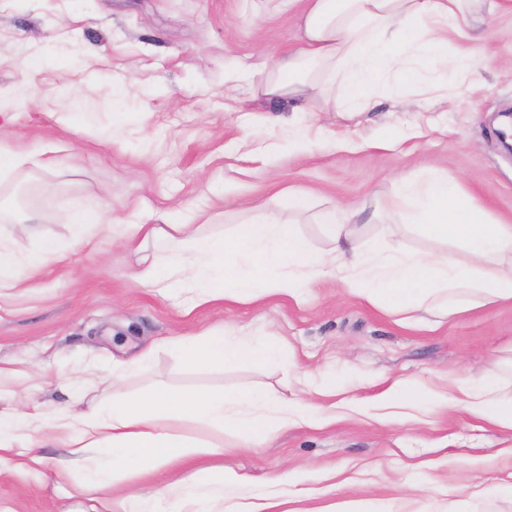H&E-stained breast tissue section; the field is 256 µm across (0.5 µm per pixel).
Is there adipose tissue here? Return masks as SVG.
Here are the masks:
<instances>
[{
  "instance_id": "obj_1",
  "label": "adipose tissue",
  "mask_w": 512,
  "mask_h": 512,
  "mask_svg": "<svg viewBox=\"0 0 512 512\" xmlns=\"http://www.w3.org/2000/svg\"><path fill=\"white\" fill-rule=\"evenodd\" d=\"M512 15V0H304L298 16L302 48L258 73L257 90L288 100L303 112L311 98H336L342 112H366L377 104L385 80L404 90L422 84L425 72L445 76L477 74V52L489 37L490 21ZM464 43L448 50L449 40ZM290 207L312 212L329 230V249L314 251L293 225L283 222L278 204L267 200L231 232L203 224H111L115 238H141L152 247L136 279L191 311L215 303L245 304L271 295L300 297L326 276H339L346 292L398 313L424 312L437 320L463 311L512 301V224L493 218L459 181L427 167L394 179L386 197L342 212L328 204L310 211L305 196L289 193ZM423 225L428 236L465 246L466 260L448 251L411 252L377 241L356 247L359 223ZM56 253L53 241L18 256L0 240V291L20 287ZM167 346L193 364L221 369L247 362L291 370L279 340L270 334L207 331L168 340ZM389 405L420 403L438 411L465 403L470 412L512 431V390L494 375L471 376L443 393L421 381L394 382L384 395ZM310 406L275 399L252 389L180 390L167 386L119 395L110 405L74 422L69 410L0 411V460L42 476L45 459L36 444L67 434L68 457L58 479L83 475L99 486H126L156 467L184 468V475L159 493L136 492L122 499L121 512H200L198 490L209 486L225 512H275L274 495H235L246 484L234 470L192 469L198 459L223 452L232 431L249 447L276 432L311 423Z\"/></svg>"
}]
</instances>
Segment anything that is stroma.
I'll return each instance as SVG.
<instances>
[{
	"label": "stroma",
	"instance_id": "obj_1",
	"mask_svg": "<svg viewBox=\"0 0 512 512\" xmlns=\"http://www.w3.org/2000/svg\"><path fill=\"white\" fill-rule=\"evenodd\" d=\"M300 0L270 10L265 0H0V86L22 88L0 118V148L49 160L0 180V213H59L83 203L134 224L211 221L232 229L259 202L293 190L312 205L359 206L385 195L391 181L427 163L458 179L493 216L512 221V153L496 121L512 111V20L495 22L483 46L491 67L464 99L454 89H377L370 112H336L319 103L292 111L286 100L259 95L254 72L301 46ZM117 112L127 133L104 134ZM311 144L291 151L294 126ZM12 248L35 252L43 240L56 257L0 299V409L26 397L44 411L111 403L113 393L156 386L201 391L262 388L302 398L301 385L276 367L242 363L222 370L192 365L159 348L225 322L277 336L301 368L336 377L320 398L333 423L279 432L260 448L225 434L224 452L208 466L234 468L249 488L297 472L289 487L306 507L357 502L367 507L416 485L419 512H512V494L486 495L490 474L512 484V431L461 409L429 415L391 409L382 394L397 379L445 391L484 372L512 385V303L457 315L438 328L347 295L328 277L300 298L216 303L186 314L134 278L139 243L113 242L89 226L77 240L70 225L7 224ZM153 349L150 366L113 383V363ZM84 384L80 402L67 378ZM356 397L355 406L346 398ZM44 475L0 464V504L12 512H74L120 503L123 488L57 483L65 447L47 448Z\"/></svg>",
	"mask_w": 512,
	"mask_h": 512
}]
</instances>
